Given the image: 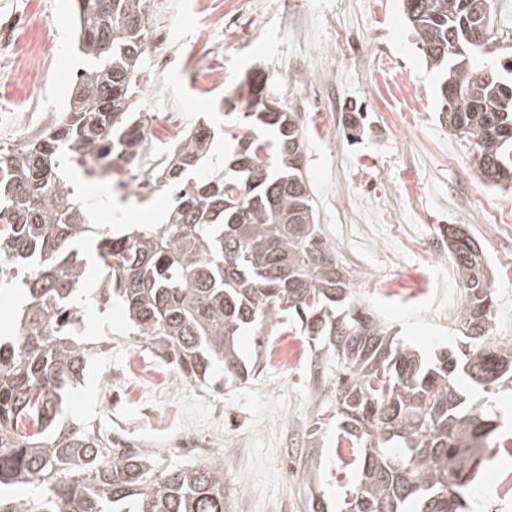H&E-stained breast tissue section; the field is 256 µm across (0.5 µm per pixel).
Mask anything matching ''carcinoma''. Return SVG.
Here are the masks:
<instances>
[{
	"mask_svg": "<svg viewBox=\"0 0 512 512\" xmlns=\"http://www.w3.org/2000/svg\"><path fill=\"white\" fill-rule=\"evenodd\" d=\"M480 0H402L417 50L441 74L439 117L465 139L482 177L512 185V60L485 64ZM88 66L39 137L0 146V281L29 295L0 348V512H227L224 461L156 472L152 457L112 447L103 431L58 424L91 349L80 334L87 262L134 330L185 377L223 386L249 376L239 336L308 339L316 381L334 412L336 447L355 472L348 512H464V489L496 430L475 393L512 385V343L493 336L495 295L474 238L448 233L459 284L458 343L422 357L353 296V273L316 223L303 169L305 136L267 80H246L232 153L206 174L215 136L202 121L144 170L151 148L133 97L151 43L150 0H74ZM275 104L278 109L270 108ZM168 190L163 224L123 235L88 222L76 178ZM123 178H118L119 173ZM224 366V379L212 367Z\"/></svg>",
	"mask_w": 512,
	"mask_h": 512,
	"instance_id": "1",
	"label": "carcinoma"
}]
</instances>
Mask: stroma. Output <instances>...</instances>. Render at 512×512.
Returning a JSON list of instances; mask_svg holds the SVG:
<instances>
[{
	"label": "stroma",
	"mask_w": 512,
	"mask_h": 512,
	"mask_svg": "<svg viewBox=\"0 0 512 512\" xmlns=\"http://www.w3.org/2000/svg\"><path fill=\"white\" fill-rule=\"evenodd\" d=\"M151 48L138 74L136 107L156 148L200 121L215 130L208 165H223L232 147V101L248 73L262 71L306 136L304 168L317 222L339 262L355 274L363 308L393 325L405 344L431 354L452 345V315L429 291L390 294L394 275L422 274L447 287L448 225L460 224L481 245L495 293L497 339H512V233L492 213L512 206V188L486 186L471 149L439 119L437 73L427 67L399 0H238L223 27L207 30L206 0H151ZM71 0H0V143L41 135L57 119L84 61L73 48ZM175 57L156 69L154 56ZM224 73L213 87L207 75ZM91 223L110 228L160 224L167 192L113 195L111 182L79 183ZM85 339L96 352L72 390L65 419L121 435L155 458L159 468L224 461L228 512H305L308 483L288 452L320 432V491L327 512H344L354 489L342 470L347 449L333 426L318 427L309 359L288 373L266 358L270 336L244 334L246 359L262 354L246 381L216 389L189 380L149 386L132 381L131 362L161 367L134 336L121 306L96 308ZM499 427L483 451L468 497L469 512H512L500 480L512 472V389L489 397Z\"/></svg>",
	"instance_id": "stroma-1"
}]
</instances>
